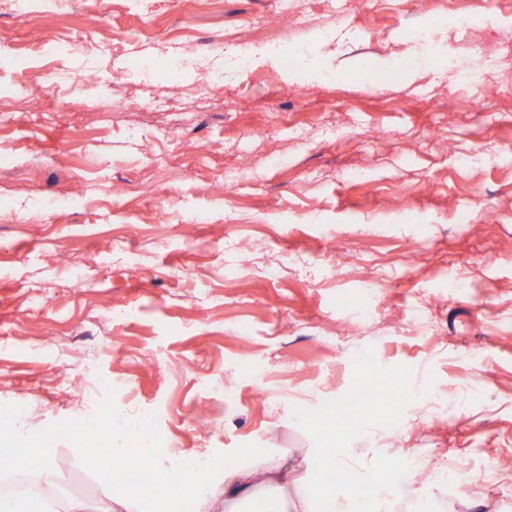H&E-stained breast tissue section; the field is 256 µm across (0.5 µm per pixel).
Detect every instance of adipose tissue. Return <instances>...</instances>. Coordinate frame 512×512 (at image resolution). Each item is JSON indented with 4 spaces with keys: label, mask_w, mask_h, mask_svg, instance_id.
Returning a JSON list of instances; mask_svg holds the SVG:
<instances>
[{
    "label": "adipose tissue",
    "mask_w": 512,
    "mask_h": 512,
    "mask_svg": "<svg viewBox=\"0 0 512 512\" xmlns=\"http://www.w3.org/2000/svg\"><path fill=\"white\" fill-rule=\"evenodd\" d=\"M158 476L168 488L154 512H172L184 489L205 482L208 472L190 470L171 462L161 465ZM395 503L369 484L354 485L351 492L336 493L311 487L300 465L281 456L269 465H228L224 485L211 512H394Z\"/></svg>",
    "instance_id": "adipose-tissue-1"
}]
</instances>
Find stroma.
<instances>
[{
    "instance_id": "1",
    "label": "stroma",
    "mask_w": 512,
    "mask_h": 512,
    "mask_svg": "<svg viewBox=\"0 0 512 512\" xmlns=\"http://www.w3.org/2000/svg\"><path fill=\"white\" fill-rule=\"evenodd\" d=\"M295 6L293 20L278 0L0 10V442L20 430L49 444L55 500L82 485L87 512H108L134 487L127 465L100 479L77 426L139 409L159 448L210 466L190 512H206L225 462L286 452L312 478L330 443L393 491L397 512H415L416 465L435 458L493 467L470 492L441 489L436 512H466L469 497L512 507L500 465L512 458V69L460 54L463 33L419 0ZM243 17L262 34L298 25L288 66L244 72L211 52ZM421 21L442 50L436 74L413 37ZM86 37L116 49L74 47ZM55 69L84 80L46 91ZM370 69L387 81H364ZM460 69L471 82L454 95ZM292 70L328 85L289 95ZM255 126L270 145L248 137ZM245 164L255 176L231 202L209 192ZM401 190L403 210L389 203ZM163 193L177 209L160 210ZM472 198L496 223H457ZM385 378L407 399L373 400L337 432V403Z\"/></svg>"
}]
</instances>
